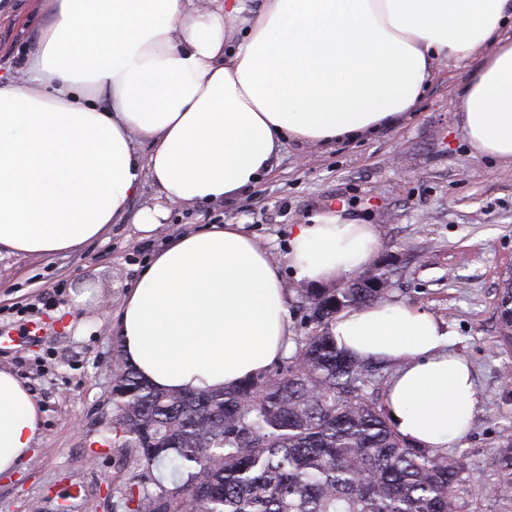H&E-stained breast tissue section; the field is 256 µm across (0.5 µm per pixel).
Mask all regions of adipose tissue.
I'll list each match as a JSON object with an SVG mask.
<instances>
[{"instance_id": "1", "label": "adipose tissue", "mask_w": 512, "mask_h": 512, "mask_svg": "<svg viewBox=\"0 0 512 512\" xmlns=\"http://www.w3.org/2000/svg\"><path fill=\"white\" fill-rule=\"evenodd\" d=\"M19 77L0 79V250L76 249L121 223L144 179L156 231L177 203L255 187L283 144L324 147L401 121L441 60L476 61L453 117L474 157L512 164V0H43ZM149 145L137 152L134 141ZM376 225L345 206L294 225L285 263L241 224L180 235L128 288L121 353L149 384L228 389L292 348L288 281L358 272ZM338 348L393 364L386 408L409 443L445 448L478 409L454 333L427 310L374 303L337 314ZM30 386L0 368V475L40 434Z\"/></svg>"}]
</instances>
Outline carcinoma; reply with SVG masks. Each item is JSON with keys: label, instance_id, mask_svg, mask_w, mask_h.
Here are the masks:
<instances>
[{"label": "carcinoma", "instance_id": "obj_1", "mask_svg": "<svg viewBox=\"0 0 512 512\" xmlns=\"http://www.w3.org/2000/svg\"><path fill=\"white\" fill-rule=\"evenodd\" d=\"M382 288L348 281L308 288L293 309L305 333L271 368L232 389L169 393L117 365L114 447L144 472L128 512H463L461 459L417 448L367 393L377 369L336 347L330 322L374 303ZM499 342L512 347V279L499 302ZM165 465L170 485L144 481ZM495 493L512 500V440Z\"/></svg>", "mask_w": 512, "mask_h": 512}]
</instances>
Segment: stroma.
Wrapping results in <instances>:
<instances>
[{"label": "stroma", "instance_id": "1", "mask_svg": "<svg viewBox=\"0 0 512 512\" xmlns=\"http://www.w3.org/2000/svg\"><path fill=\"white\" fill-rule=\"evenodd\" d=\"M41 0H0V74L19 71ZM461 70L437 63L403 123L361 143L285 145L272 172L220 202L174 207L145 237L131 223L66 253L0 254V367L28 382L43 427L23 466L0 476V512H126L120 491L138 474L112 445L116 331L127 288L176 237L209 224H243L276 260L288 228L345 203L376 225L374 261H390L386 301L422 307L449 324L471 363L478 411L447 449L466 464L467 512H512L493 495L494 457L512 437V349L498 342L499 291L512 273V166L473 157L448 112ZM94 292L75 308L71 294Z\"/></svg>", "mask_w": 512, "mask_h": 512}]
</instances>
